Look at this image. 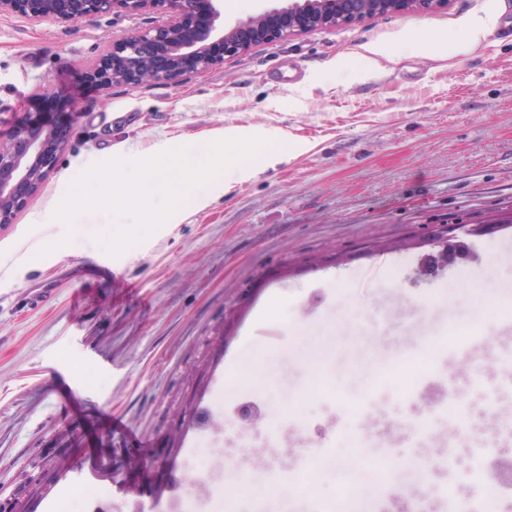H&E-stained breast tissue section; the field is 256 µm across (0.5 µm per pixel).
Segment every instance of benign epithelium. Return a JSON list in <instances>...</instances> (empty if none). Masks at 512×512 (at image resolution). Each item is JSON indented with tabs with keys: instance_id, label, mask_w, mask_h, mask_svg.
I'll use <instances>...</instances> for the list:
<instances>
[{
	"instance_id": "1",
	"label": "benign epithelium",
	"mask_w": 512,
	"mask_h": 512,
	"mask_svg": "<svg viewBox=\"0 0 512 512\" xmlns=\"http://www.w3.org/2000/svg\"><path fill=\"white\" fill-rule=\"evenodd\" d=\"M450 0H292L226 28L219 23L223 0H0L1 14L34 21L67 22L108 13L158 11L166 19L152 29L112 40L86 72L101 90L138 85L146 79L177 83L195 73L224 66V60L253 46L318 29L353 26L381 14H433ZM67 145L66 132L34 117L16 126L0 143V224H10L28 199L37 194ZM441 247L433 260L445 264L464 252L461 241L448 242V231L435 234Z\"/></svg>"
}]
</instances>
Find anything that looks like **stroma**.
<instances>
[{
	"instance_id": "stroma-1",
	"label": "stroma",
	"mask_w": 512,
	"mask_h": 512,
	"mask_svg": "<svg viewBox=\"0 0 512 512\" xmlns=\"http://www.w3.org/2000/svg\"><path fill=\"white\" fill-rule=\"evenodd\" d=\"M485 13L496 27L469 40L462 21ZM161 21L0 15V140L50 98L68 136L51 178L0 224V512H77L86 490L114 512H168L207 466L213 418L231 463L208 512H327L364 485L375 512L415 500L448 512L449 494L473 487L472 444L422 388L461 381L470 429L512 421V364L497 359L512 311V0L260 44L177 84L74 90L112 39ZM401 39L367 61V44ZM255 128L284 131V161L251 159L253 178L119 257L93 239L112 225L103 213L60 245L53 211L92 163ZM458 216L482 230L457 231L467 248L453 263L430 267L434 246L405 245ZM464 274L474 287H459ZM399 357L417 365L406 390L391 377ZM255 359L264 383L240 380ZM249 402L265 412L256 447L234 417ZM450 445L454 465L422 484L348 466L364 448L432 460Z\"/></svg>"
}]
</instances>
